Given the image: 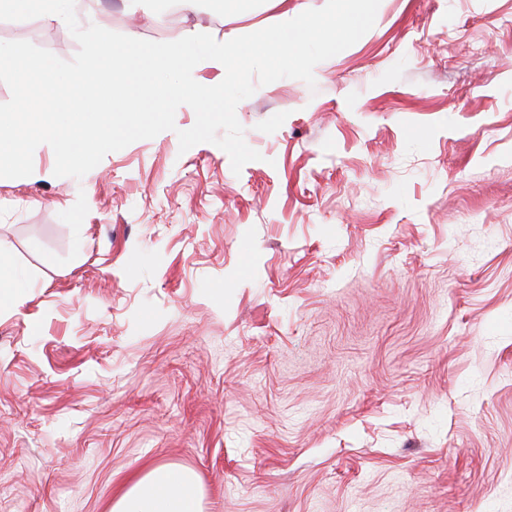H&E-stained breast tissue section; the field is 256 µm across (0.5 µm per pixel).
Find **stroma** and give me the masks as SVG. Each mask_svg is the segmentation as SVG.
Listing matches in <instances>:
<instances>
[{"label": "stroma", "mask_w": 512, "mask_h": 512, "mask_svg": "<svg viewBox=\"0 0 512 512\" xmlns=\"http://www.w3.org/2000/svg\"><path fill=\"white\" fill-rule=\"evenodd\" d=\"M324 0H76L153 42ZM0 41L71 60L66 25ZM236 116L0 178V512H110L157 465L202 512H512V0H381Z\"/></svg>", "instance_id": "obj_1"}]
</instances>
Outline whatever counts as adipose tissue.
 Instances as JSON below:
<instances>
[{
	"label": "adipose tissue",
	"mask_w": 512,
	"mask_h": 512,
	"mask_svg": "<svg viewBox=\"0 0 512 512\" xmlns=\"http://www.w3.org/2000/svg\"><path fill=\"white\" fill-rule=\"evenodd\" d=\"M112 512H201L195 477L186 470L156 466L115 501Z\"/></svg>",
	"instance_id": "ef3b65f1"
}]
</instances>
